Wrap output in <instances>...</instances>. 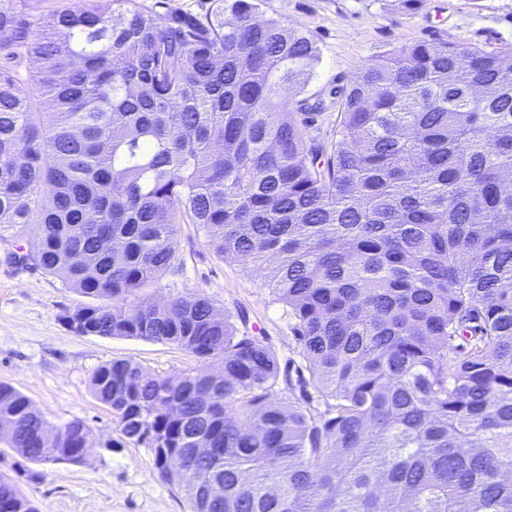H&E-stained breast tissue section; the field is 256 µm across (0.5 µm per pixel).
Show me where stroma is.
Segmentation results:
<instances>
[{
    "label": "stroma",
    "instance_id": "35a3bbf8",
    "mask_svg": "<svg viewBox=\"0 0 512 512\" xmlns=\"http://www.w3.org/2000/svg\"><path fill=\"white\" fill-rule=\"evenodd\" d=\"M260 17L285 21L311 35L319 50L302 90L325 100L311 136L331 139L341 109L333 92L348 86L359 66L393 48L423 41L465 44L487 51L512 46V0H425L415 14H399L384 0H258ZM22 236L0 239V382L28 396L47 420L85 419L97 437L112 433V413L89 388L94 370L116 359L173 376L197 367L175 346L121 337L78 336L61 321L82 296L11 255ZM181 265L164 275L155 297L203 292L230 313L245 311L280 362L298 360L286 307L260 274L216 257L196 225L178 236ZM0 474L34 501L39 512H186L183 496L157 474L148 449L93 448L82 462L36 464L0 440Z\"/></svg>",
    "mask_w": 512,
    "mask_h": 512
}]
</instances>
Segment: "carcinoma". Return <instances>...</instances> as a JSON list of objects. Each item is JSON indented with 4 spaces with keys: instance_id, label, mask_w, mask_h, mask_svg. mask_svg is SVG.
<instances>
[{
    "instance_id": "1",
    "label": "carcinoma",
    "mask_w": 512,
    "mask_h": 512,
    "mask_svg": "<svg viewBox=\"0 0 512 512\" xmlns=\"http://www.w3.org/2000/svg\"><path fill=\"white\" fill-rule=\"evenodd\" d=\"M216 2L203 24L137 0L46 18L0 0V237L28 243L11 259L93 299L80 335L201 363L99 366L103 442L0 383L10 447L48 464L143 446L189 512H512V48L374 57L336 92L328 142L282 96L315 42L255 0ZM182 224L263 275L302 364L201 292L151 298ZM0 512L39 510L0 476Z\"/></svg>"
}]
</instances>
